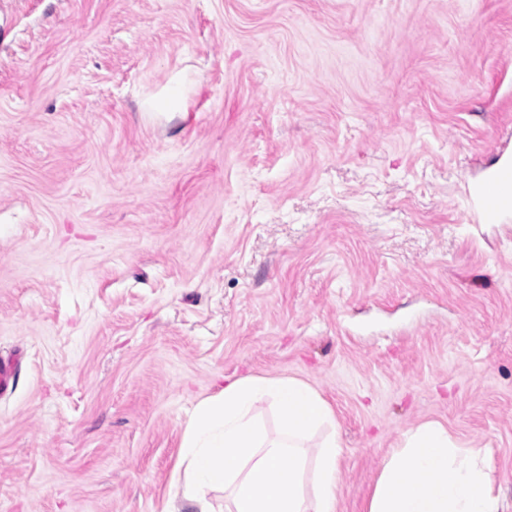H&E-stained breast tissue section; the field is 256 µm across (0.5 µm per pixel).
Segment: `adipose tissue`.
Instances as JSON below:
<instances>
[{"label": "adipose tissue", "instance_id": "1", "mask_svg": "<svg viewBox=\"0 0 512 512\" xmlns=\"http://www.w3.org/2000/svg\"><path fill=\"white\" fill-rule=\"evenodd\" d=\"M277 413L275 433L257 417L261 403ZM332 411L308 384L293 378L225 380L200 401L183 433L177 480L195 512H211L220 490L225 512H336L342 445ZM315 458L304 450L316 430ZM488 459L435 422L405 431L380 470L366 512H504L487 477Z\"/></svg>", "mask_w": 512, "mask_h": 512}]
</instances>
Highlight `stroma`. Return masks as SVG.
<instances>
[{"label": "stroma", "instance_id": "stroma-1", "mask_svg": "<svg viewBox=\"0 0 512 512\" xmlns=\"http://www.w3.org/2000/svg\"><path fill=\"white\" fill-rule=\"evenodd\" d=\"M512 0H0V512H191L225 378L330 405L337 512L401 434L512 503ZM512 184V165H500L478 192L479 206L483 218L498 224L512 212V194L507 188Z\"/></svg>", "mask_w": 512, "mask_h": 512}]
</instances>
